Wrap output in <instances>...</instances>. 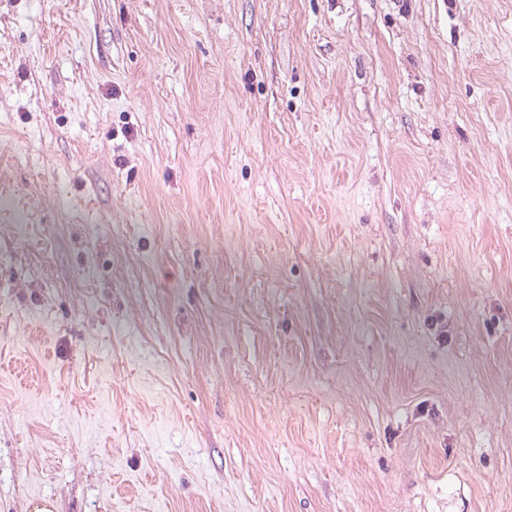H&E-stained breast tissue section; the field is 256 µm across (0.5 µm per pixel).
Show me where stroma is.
<instances>
[{
  "instance_id": "1",
  "label": "stroma",
  "mask_w": 512,
  "mask_h": 512,
  "mask_svg": "<svg viewBox=\"0 0 512 512\" xmlns=\"http://www.w3.org/2000/svg\"><path fill=\"white\" fill-rule=\"evenodd\" d=\"M512 512V0H0V512Z\"/></svg>"
}]
</instances>
